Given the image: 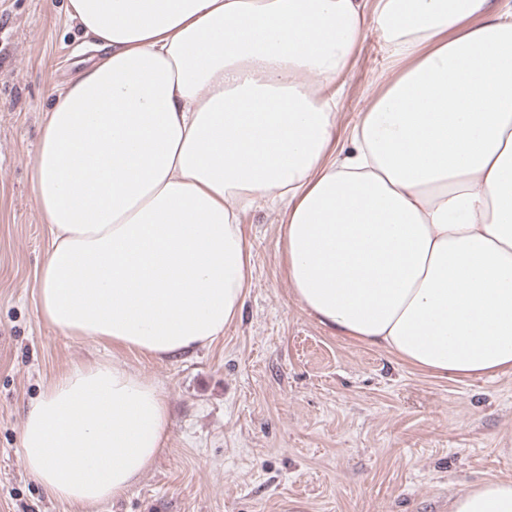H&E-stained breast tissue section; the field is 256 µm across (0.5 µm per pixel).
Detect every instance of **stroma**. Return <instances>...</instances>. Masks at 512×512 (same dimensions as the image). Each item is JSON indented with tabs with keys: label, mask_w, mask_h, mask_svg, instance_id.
Returning a JSON list of instances; mask_svg holds the SVG:
<instances>
[{
	"label": "stroma",
	"mask_w": 512,
	"mask_h": 512,
	"mask_svg": "<svg viewBox=\"0 0 512 512\" xmlns=\"http://www.w3.org/2000/svg\"><path fill=\"white\" fill-rule=\"evenodd\" d=\"M67 4L0 0V512H73L29 475L20 430L61 372L101 359L160 383L170 432L154 466L96 512H448L452 494L512 478V373L436 377L321 324L286 278L281 206L240 212L253 281L210 346L157 359L42 318L35 150L57 90L99 56ZM386 64L369 33L337 137Z\"/></svg>",
	"instance_id": "obj_1"
}]
</instances>
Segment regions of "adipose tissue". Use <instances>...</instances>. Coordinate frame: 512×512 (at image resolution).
Wrapping results in <instances>:
<instances>
[{
	"label": "adipose tissue",
	"instance_id": "1",
	"mask_svg": "<svg viewBox=\"0 0 512 512\" xmlns=\"http://www.w3.org/2000/svg\"><path fill=\"white\" fill-rule=\"evenodd\" d=\"M101 52L46 112L42 317L157 359L240 317L238 215L281 219L286 275L345 338L442 378L512 372V0H69ZM388 65L335 141L369 32ZM157 382L64 370L28 409L29 474L77 512L124 496L168 439ZM449 512H512V479Z\"/></svg>",
	"mask_w": 512,
	"mask_h": 512
}]
</instances>
